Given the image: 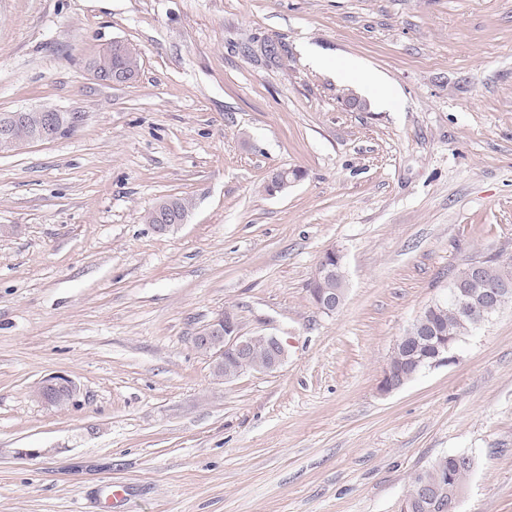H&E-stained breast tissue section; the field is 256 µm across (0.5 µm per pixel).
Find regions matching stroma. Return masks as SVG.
<instances>
[{"label":"stroma","instance_id":"35a3bbf8","mask_svg":"<svg viewBox=\"0 0 512 512\" xmlns=\"http://www.w3.org/2000/svg\"><path fill=\"white\" fill-rule=\"evenodd\" d=\"M117 40L140 72L104 84ZM42 106L83 122L0 154V512H401L463 452L459 512H512V304L378 389L465 260L512 257V0H0V113ZM223 313L285 364L214 377L192 339ZM112 48L115 50V54L123 60L127 53L129 52V47L126 46L122 42H114L112 46L110 47L111 53ZM116 55H111L109 51L101 52L97 56H95L90 62L89 65H92L96 69H92L91 72L93 76L105 83H113V84H122V83H129L132 82L135 78L134 74H131L130 72H135L137 74L138 68H139V58L136 54L135 56L126 57L125 59V65L127 69L130 71H127L125 67L121 64L120 61L117 62V65L114 67L112 73L108 75H103L99 71H107L112 69V65L117 61ZM169 199L177 200L178 208L181 211V214L176 211L172 202H168L165 204H161L158 206L157 219L158 224H156V209L155 206L159 203L165 202ZM155 206H153L146 214L145 221L147 224H155L154 229L159 233H165L171 229L174 224H183L185 222V217L182 214H187L191 207V203L187 198H179V197H170L159 201ZM77 385L67 376L52 374L33 390V397L46 406L65 408L74 400Z\"/></svg>","mask_w":512,"mask_h":512}]
</instances>
